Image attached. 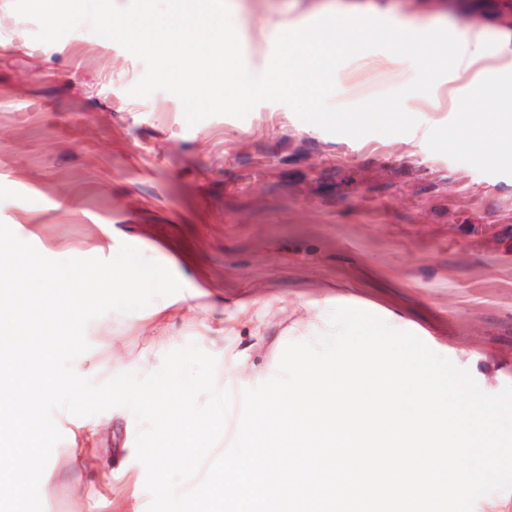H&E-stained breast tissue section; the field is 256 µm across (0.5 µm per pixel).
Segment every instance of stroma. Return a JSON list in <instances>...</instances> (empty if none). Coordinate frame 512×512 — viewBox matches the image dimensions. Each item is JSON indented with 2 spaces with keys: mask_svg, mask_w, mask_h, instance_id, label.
<instances>
[{
  "mask_svg": "<svg viewBox=\"0 0 512 512\" xmlns=\"http://www.w3.org/2000/svg\"><path fill=\"white\" fill-rule=\"evenodd\" d=\"M456 13L444 0H231L247 38L252 19L316 20L327 14L413 17L429 28L487 23L506 29L512 0ZM38 23L0 0V222L54 260L140 250L182 283L170 295L166 349L195 342L229 366L248 357L250 385L272 377L281 353L302 341L305 307L350 306L413 332L470 372L486 393L512 385V168L493 163L495 133L478 128L494 109L476 92V73L448 74L463 91L458 116L439 90L415 94L406 134L359 139L310 125L285 104L263 102L245 118L213 116L187 125L175 95L129 96L144 64L81 23L55 43ZM372 49L344 61L360 74L330 102L353 105L405 87L364 70ZM246 309L262 321L224 337V320ZM154 307L109 312L86 329L89 372L152 352ZM93 446L111 482L60 469L40 489L43 512H146L151 497L136 458L138 422L109 409L96 416ZM81 499H74L75 487Z\"/></svg>",
  "mask_w": 512,
  "mask_h": 512,
  "instance_id": "35a3bbf8",
  "label": "stroma"
}]
</instances>
